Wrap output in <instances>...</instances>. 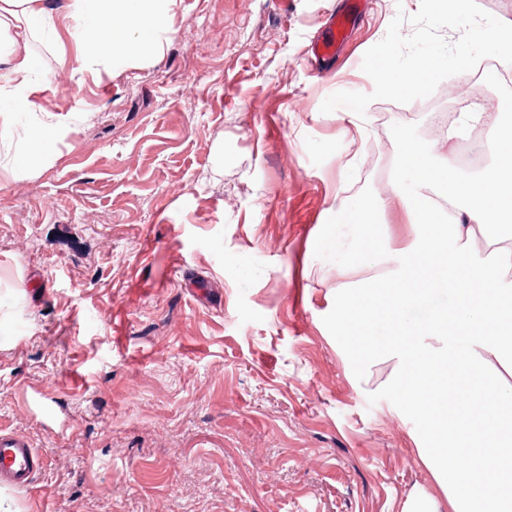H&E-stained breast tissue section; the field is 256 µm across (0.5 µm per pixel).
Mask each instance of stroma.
<instances>
[{"mask_svg":"<svg viewBox=\"0 0 512 512\" xmlns=\"http://www.w3.org/2000/svg\"><path fill=\"white\" fill-rule=\"evenodd\" d=\"M71 0L29 41L49 83L35 112L72 115L53 160L13 170L0 142V427L45 465L0 512H401L427 492L416 420L362 380L336 340V296L364 276L319 241L341 204L386 198L379 241L414 234L403 141L439 158L470 135L434 113L512 96L458 76L361 128L321 113L372 92L361 65L397 10L363 0L338 56L316 59L345 0H175L139 56L85 57Z\"/></svg>","mask_w":512,"mask_h":512,"instance_id":"35a3bbf8","label":"stroma"}]
</instances>
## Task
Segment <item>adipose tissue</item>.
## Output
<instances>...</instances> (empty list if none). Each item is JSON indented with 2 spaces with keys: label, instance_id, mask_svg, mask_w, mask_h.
<instances>
[{
  "label": "adipose tissue",
  "instance_id": "obj_1",
  "mask_svg": "<svg viewBox=\"0 0 512 512\" xmlns=\"http://www.w3.org/2000/svg\"><path fill=\"white\" fill-rule=\"evenodd\" d=\"M174 0H73L72 34L88 56L126 58L168 31ZM43 0H0V139L17 140L18 165L50 161L63 118L17 125L42 85L28 32L50 27ZM497 166L465 174L436 162L417 143L400 163L413 175L404 198L416 228L396 250L370 249L376 275L342 291L336 331L362 356L392 363L387 386L400 412L418 418L421 462L448 500V512H512V128L496 129ZM440 195L451 212L431 204ZM384 198L341 206L342 233L326 247L339 263L355 261L372 234ZM454 304L411 320L434 294Z\"/></svg>",
  "mask_w": 512,
  "mask_h": 512
}]
</instances>
